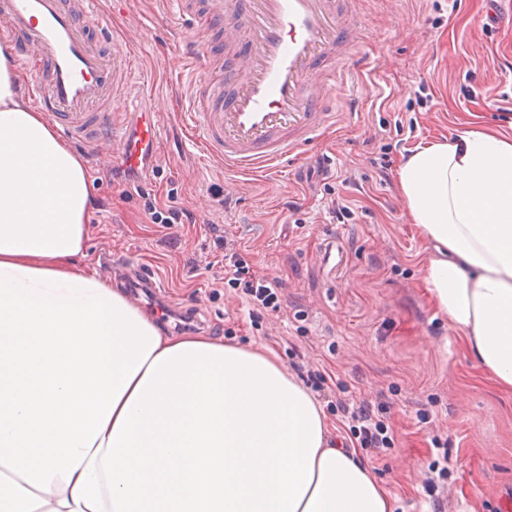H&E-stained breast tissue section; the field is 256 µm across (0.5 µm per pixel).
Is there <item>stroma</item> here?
Instances as JSON below:
<instances>
[{
	"label": "stroma",
	"instance_id": "35a3bbf8",
	"mask_svg": "<svg viewBox=\"0 0 512 512\" xmlns=\"http://www.w3.org/2000/svg\"><path fill=\"white\" fill-rule=\"evenodd\" d=\"M101 2L107 30L138 62L112 109L150 95L162 141L126 181L109 177L122 166L114 149L72 142L91 178L88 263L132 300L150 277L143 310L166 333L273 348L339 437L348 423L337 399L389 402L393 446L358 454L394 512H512V395L429 301L426 243L397 188L408 148L478 124L512 127V31L486 24L487 0H365L350 50L359 71L337 92L330 126L273 170L239 178L184 128L177 39L188 29L160 0ZM173 199L190 222L152 223L145 201ZM336 206L351 219L332 217ZM228 243L281 285L279 314L253 320L233 289L213 286ZM442 459L448 474L431 497L428 467Z\"/></svg>",
	"mask_w": 512,
	"mask_h": 512
}]
</instances>
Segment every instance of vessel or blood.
<instances>
[{"mask_svg": "<svg viewBox=\"0 0 512 512\" xmlns=\"http://www.w3.org/2000/svg\"><path fill=\"white\" fill-rule=\"evenodd\" d=\"M195 31L185 52L199 58L213 27L235 16L234 52L223 81L193 82L184 119L210 156L242 175L267 171L310 143L327 123V98L344 86L335 62L352 41L347 25L360 0H168ZM97 0H0V35L18 44L32 72L30 102L50 112L72 139L117 145L125 165L149 167L160 139L150 106L112 114L120 51L105 54L89 24Z\"/></svg>", "mask_w": 512, "mask_h": 512, "instance_id": "b4317fda", "label": "vessel or blood"}]
</instances>
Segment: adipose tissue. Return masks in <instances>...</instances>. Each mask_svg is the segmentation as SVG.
<instances>
[{
  "mask_svg": "<svg viewBox=\"0 0 512 512\" xmlns=\"http://www.w3.org/2000/svg\"><path fill=\"white\" fill-rule=\"evenodd\" d=\"M431 303L512 393V132L398 168ZM91 183L0 46V512H393L270 348L172 336L86 265Z\"/></svg>",
  "mask_w": 512,
  "mask_h": 512,
  "instance_id": "1",
  "label": "adipose tissue"
}]
</instances>
